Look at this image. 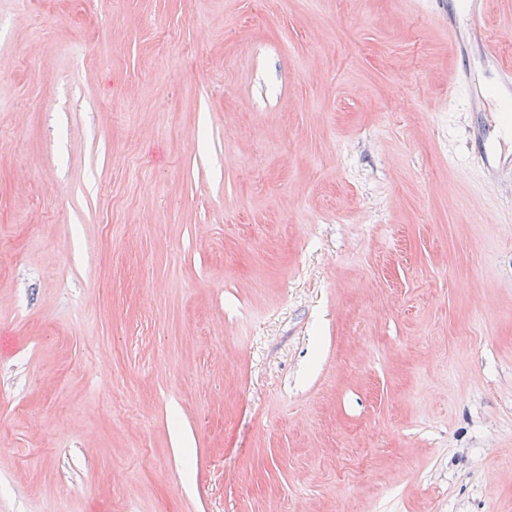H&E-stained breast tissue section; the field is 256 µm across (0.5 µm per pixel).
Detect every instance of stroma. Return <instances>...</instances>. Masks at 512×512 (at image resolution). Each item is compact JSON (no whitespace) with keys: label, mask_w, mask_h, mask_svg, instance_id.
Returning a JSON list of instances; mask_svg holds the SVG:
<instances>
[{"label":"stroma","mask_w":512,"mask_h":512,"mask_svg":"<svg viewBox=\"0 0 512 512\" xmlns=\"http://www.w3.org/2000/svg\"><path fill=\"white\" fill-rule=\"evenodd\" d=\"M475 7L0 0V512H512Z\"/></svg>","instance_id":"35a3bbf8"}]
</instances>
